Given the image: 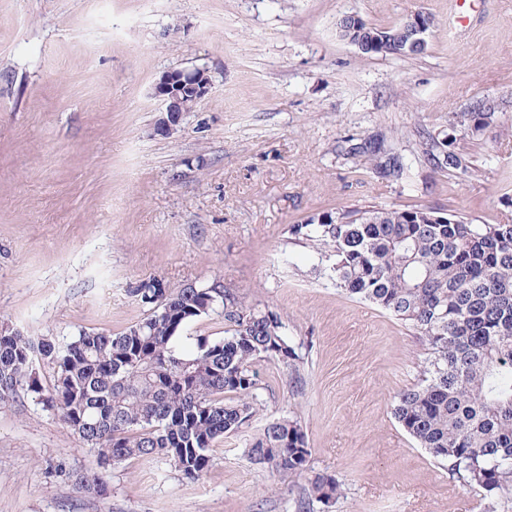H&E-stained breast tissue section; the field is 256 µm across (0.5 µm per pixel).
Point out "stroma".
Segmentation results:
<instances>
[{"label": "stroma", "instance_id": "35a3bbf8", "mask_svg": "<svg viewBox=\"0 0 512 512\" xmlns=\"http://www.w3.org/2000/svg\"><path fill=\"white\" fill-rule=\"evenodd\" d=\"M432 17L423 53L362 55L336 23ZM206 67L208 95L155 131L153 86ZM491 107L471 134L463 117ZM455 134L458 169L430 150ZM425 206L512 224V0H0V324L66 342L146 313L129 293L212 280L280 316L298 378L260 361L248 424L198 480L131 461L103 471L57 411L0 403V512H296L309 475L341 486L311 512H512L454 483L391 413L416 384L417 336L350 297L294 224L340 209ZM291 418L306 474L246 456Z\"/></svg>", "mask_w": 512, "mask_h": 512}]
</instances>
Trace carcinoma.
Listing matches in <instances>:
<instances>
[{
  "mask_svg": "<svg viewBox=\"0 0 512 512\" xmlns=\"http://www.w3.org/2000/svg\"><path fill=\"white\" fill-rule=\"evenodd\" d=\"M331 252V277L351 297L375 304L419 336L426 365L392 415L463 486L512 492V224H470L432 208L354 207L289 228ZM149 313L119 334L82 331L61 346L0 327V403L19 387L55 409L105 469L137 459L190 479L211 462L216 440L238 431L257 400V360L291 371L301 356L280 317L245 304L214 280L176 292L157 278L130 289ZM224 311V339L178 348L184 327ZM53 371L45 391L33 376ZM310 451L298 421L267 423L249 461L278 477L297 476ZM340 494L336 479L313 475L299 512Z\"/></svg>",
  "mask_w": 512,
  "mask_h": 512,
  "instance_id": "obj_1",
  "label": "carcinoma"
}]
</instances>
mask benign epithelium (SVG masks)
I'll use <instances>...</instances> for the list:
<instances>
[{
	"label": "benign epithelium",
	"instance_id": "obj_1",
	"mask_svg": "<svg viewBox=\"0 0 512 512\" xmlns=\"http://www.w3.org/2000/svg\"><path fill=\"white\" fill-rule=\"evenodd\" d=\"M352 26L344 29L343 40L359 50L374 51L397 44L400 35L386 30H373L359 16L350 15ZM411 30L422 42L430 33V22L417 13L408 19ZM211 80L208 70L197 67L191 70H174L163 73L154 85V95L165 105L166 116L159 119L156 131L169 134L179 122L182 113L189 111L208 95Z\"/></svg>",
	"mask_w": 512,
	"mask_h": 512
}]
</instances>
